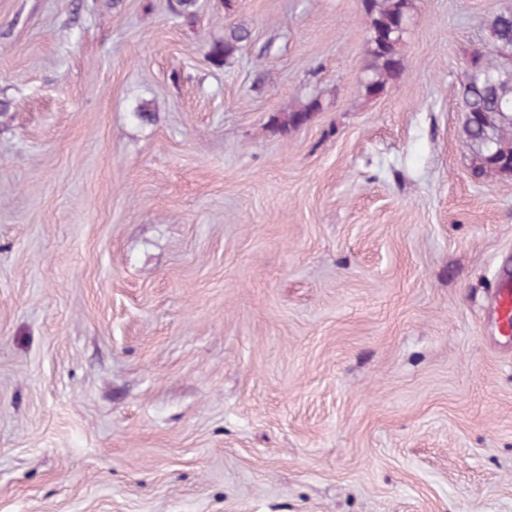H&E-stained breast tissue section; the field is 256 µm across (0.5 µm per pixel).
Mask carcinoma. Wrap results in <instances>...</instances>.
<instances>
[{
	"mask_svg": "<svg viewBox=\"0 0 512 512\" xmlns=\"http://www.w3.org/2000/svg\"><path fill=\"white\" fill-rule=\"evenodd\" d=\"M414 8L415 0H366L370 32L364 79L367 95H379L389 80L405 70L401 46ZM487 31L489 50L479 59L478 68L467 71L458 98L464 112L479 116L477 123L464 127L473 171L485 177H508L512 175V5L493 16ZM250 36L245 27H230L224 40L211 44V60L227 62ZM319 109L320 102L312 99L290 111L286 121L302 123Z\"/></svg>",
	"mask_w": 512,
	"mask_h": 512,
	"instance_id": "1",
	"label": "carcinoma"
}]
</instances>
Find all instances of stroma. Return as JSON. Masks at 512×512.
Masks as SVG:
<instances>
[{"instance_id":"1","label":"stroma","mask_w":512,"mask_h":512,"mask_svg":"<svg viewBox=\"0 0 512 512\" xmlns=\"http://www.w3.org/2000/svg\"><path fill=\"white\" fill-rule=\"evenodd\" d=\"M170 2L0 0V512H512V0H415L375 97L360 0ZM487 55L467 71L458 98L463 112L477 113L464 132L473 171L485 177L512 175V5L499 10L488 27ZM251 36L250 30L242 26H232L225 34L224 40L211 44L209 55L216 64H223L233 56L239 45L246 42ZM495 311L506 328L512 325V283L505 280L499 283L494 293Z\"/></svg>"}]
</instances>
